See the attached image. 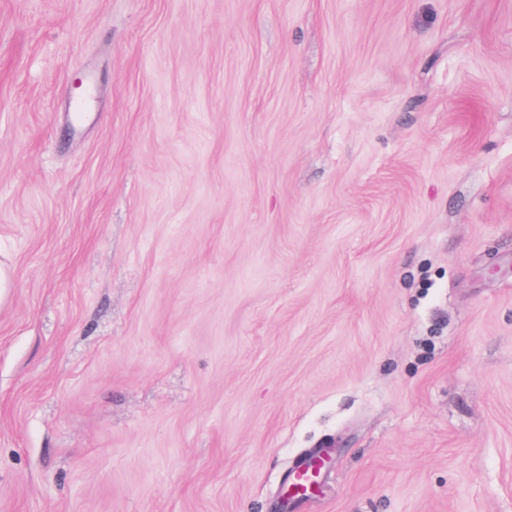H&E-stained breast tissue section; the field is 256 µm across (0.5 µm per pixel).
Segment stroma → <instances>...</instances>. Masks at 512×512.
Returning <instances> with one entry per match:
<instances>
[{"label":"stroma","instance_id":"35a3bbf8","mask_svg":"<svg viewBox=\"0 0 512 512\" xmlns=\"http://www.w3.org/2000/svg\"><path fill=\"white\" fill-rule=\"evenodd\" d=\"M0 263V512H512V0H0Z\"/></svg>","mask_w":512,"mask_h":512}]
</instances>
